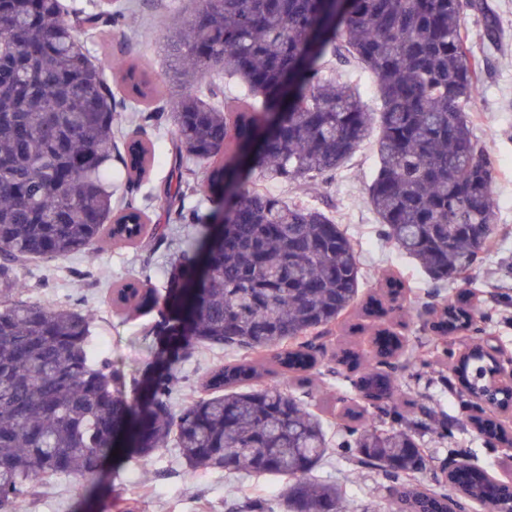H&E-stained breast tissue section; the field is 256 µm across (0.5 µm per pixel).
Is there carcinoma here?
Here are the masks:
<instances>
[{"label": "carcinoma", "mask_w": 512, "mask_h": 512, "mask_svg": "<svg viewBox=\"0 0 512 512\" xmlns=\"http://www.w3.org/2000/svg\"><path fill=\"white\" fill-rule=\"evenodd\" d=\"M474 0H197L169 31L175 64L166 106L142 113L122 158L126 181L155 157L146 127L175 124V158L210 209L186 205L182 184L164 190L180 219L200 226L183 250L184 280L160 302L148 280L111 289L121 310L157 312L184 355L200 345L245 352L213 370L203 396L177 414L178 377H155L139 409L112 360L91 349L93 318L22 299L21 267L135 243L144 212L112 215V107L107 73L136 104L154 100L148 75L110 52L94 61L62 20L61 0H0L7 49L0 55V512L53 478L95 476L120 439L144 461L174 444L192 469L288 479L281 505L252 512H340L334 483L308 474L327 450L323 418L275 385L251 357L271 352L286 375L314 368L322 348L306 338L354 305L357 252L320 209L247 188L332 176L379 123L377 172L368 189L381 234L435 282L464 277L494 242L495 168L468 112L484 63L469 45L464 11ZM348 53L374 77L378 111L358 85L327 70ZM241 86L222 96L223 80ZM367 389L390 373L370 366ZM361 457L345 472L386 459L400 478L388 512H447L426 487V460L404 431H355Z\"/></svg>", "instance_id": "obj_1"}]
</instances>
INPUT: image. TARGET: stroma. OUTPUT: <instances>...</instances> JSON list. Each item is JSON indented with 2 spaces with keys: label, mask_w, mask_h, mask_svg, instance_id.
Instances as JSON below:
<instances>
[{
  "label": "stroma",
  "mask_w": 512,
  "mask_h": 512,
  "mask_svg": "<svg viewBox=\"0 0 512 512\" xmlns=\"http://www.w3.org/2000/svg\"><path fill=\"white\" fill-rule=\"evenodd\" d=\"M135 12L124 26L101 34H80L91 58L106 50L128 48L130 58L155 84H162L169 69L166 49L168 24L176 17L190 18L193 0H132ZM487 12L467 10L465 28L473 52L485 60L473 130L484 142L496 170V245L470 273L482 288L479 321L482 334L497 337L512 350V0H486ZM494 15L495 40L485 35V17ZM174 128L164 124L149 129L155 147V161L135 195L147 205V224L168 227V242L152 248L149 238L131 245L102 244L86 256L40 260L22 267V281L30 286L25 298L45 305H69L92 310L94 342L111 357L137 398H144L151 381L159 373H177L180 389L172 399L173 411L199 395V385L217 366L234 360L233 352L201 346L183 356L167 334L153 327L147 311L126 314L111 308L107 291L130 279L149 277L159 297H166L181 277L179 265L183 247L196 235L194 225L180 223L176 212L158 207L174 171L171 155ZM377 167L373 140H366L337 170L335 176L288 183L258 181L264 192L285 200L298 201L327 212L355 244L363 277L358 299L331 327L323 339L324 353L318 366L304 377L289 375L276 380L261 378V385L280 384L302 401L314 404L326 421L328 453L314 476L341 484L352 512H385L395 484L392 475L378 468L362 470L357 482H345L343 472L358 456L349 445L348 426L352 416L360 420L407 431L426 451L429 462L422 478L439 482L445 494L454 489L441 478L440 468L448 459L467 456L476 467L495 472L504 463L502 450L478 435L466 418L464 406L454 391L456 383L449 367L453 344L429 331L420 311L456 298L462 283H435L409 257L382 239L380 226L368 200V187ZM387 271L407 289L408 313L403 321L376 318L374 311L381 292L375 275ZM390 329L406 339L404 355L394 370L399 391L395 413L386 414L377 406L362 402L353 386L356 371L338 364L342 351L364 356L374 354L381 329ZM438 406L447 420L439 433L428 430L420 405ZM285 479L267 475L239 479L221 470H189L175 448L158 449L150 461H142L132 451L107 462L94 479L59 478L25 501L24 512H234L253 503H274L286 490Z\"/></svg>",
  "instance_id": "stroma-1"
}]
</instances>
